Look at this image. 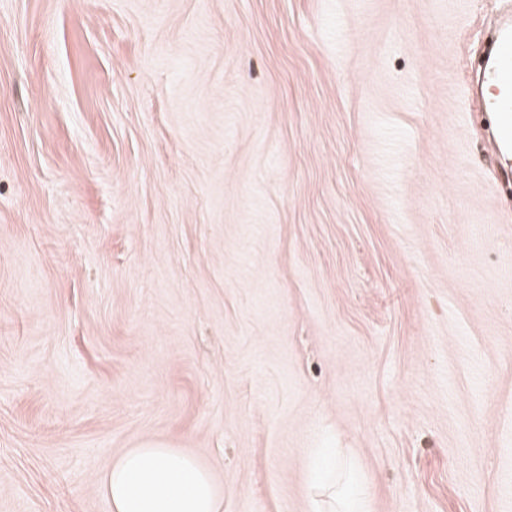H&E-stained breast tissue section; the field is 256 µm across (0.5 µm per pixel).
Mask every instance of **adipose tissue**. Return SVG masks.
I'll return each instance as SVG.
<instances>
[{"label":"adipose tissue","mask_w":512,"mask_h":512,"mask_svg":"<svg viewBox=\"0 0 512 512\" xmlns=\"http://www.w3.org/2000/svg\"><path fill=\"white\" fill-rule=\"evenodd\" d=\"M111 512H221L223 493L196 458L145 443L119 456L100 479Z\"/></svg>","instance_id":"adipose-tissue-1"}]
</instances>
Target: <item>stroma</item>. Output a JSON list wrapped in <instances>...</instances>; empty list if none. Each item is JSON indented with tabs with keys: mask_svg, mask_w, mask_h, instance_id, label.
<instances>
[{
	"mask_svg": "<svg viewBox=\"0 0 512 512\" xmlns=\"http://www.w3.org/2000/svg\"><path fill=\"white\" fill-rule=\"evenodd\" d=\"M491 0H0V512L147 440L221 512H512Z\"/></svg>",
	"mask_w": 512,
	"mask_h": 512,
	"instance_id": "35a3bbf8",
	"label": "stroma"
}]
</instances>
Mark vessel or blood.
I'll return each instance as SVG.
<instances>
[{
	"label": "vessel or blood",
	"mask_w": 512,
	"mask_h": 512,
	"mask_svg": "<svg viewBox=\"0 0 512 512\" xmlns=\"http://www.w3.org/2000/svg\"><path fill=\"white\" fill-rule=\"evenodd\" d=\"M494 52L471 87L485 112L495 120L492 142L497 155L512 152V12L501 15L493 28Z\"/></svg>",
	"instance_id": "1"
}]
</instances>
